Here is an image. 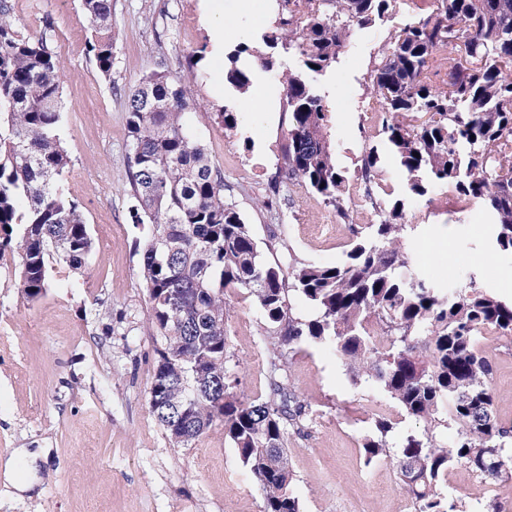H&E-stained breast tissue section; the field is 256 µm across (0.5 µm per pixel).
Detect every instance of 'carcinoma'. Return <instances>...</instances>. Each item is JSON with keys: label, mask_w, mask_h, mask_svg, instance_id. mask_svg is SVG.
Segmentation results:
<instances>
[{"label": "carcinoma", "mask_w": 512, "mask_h": 512, "mask_svg": "<svg viewBox=\"0 0 512 512\" xmlns=\"http://www.w3.org/2000/svg\"><path fill=\"white\" fill-rule=\"evenodd\" d=\"M394 0H277V25L264 38L292 51L311 72L333 68L350 33L382 17ZM92 28L88 51L100 73H112V0H82ZM372 62L368 78L378 100L375 128L405 175L410 197L452 184L480 199L494 217L495 248L512 255V0H432ZM8 0H0V256L20 257L27 298L48 288L47 258L82 269L93 251L79 204L61 183L69 167L61 123L59 59L47 34L22 35ZM262 67L272 57L247 45L231 55L226 81L241 94L252 87L240 55ZM290 114L283 163L291 184L317 195L346 224L356 223L349 179L337 169L327 137L324 96L288 69L281 75ZM185 78L167 70L145 75L128 97L130 210L147 228L140 275L148 294L156 361L149 393L196 385L198 398L172 412L150 405L177 447L215 426L237 449L263 492L262 512H300L288 437L306 428L309 410L288 391L283 372L294 345L331 347L352 380L372 381L420 432L390 437L392 415L377 413L364 438L365 463L395 461L418 512H447L438 492L448 470L464 463L484 479L512 478V429L497 417L485 331L512 335V301L462 291L424 275L410 261L403 200L370 196L378 223L364 225L335 265L270 261L234 202L206 149L188 133ZM371 150L361 173L380 176ZM253 296L264 312L270 387L245 399L230 380L228 291ZM305 300L317 314L295 315ZM458 426L449 444L437 431Z\"/></svg>", "instance_id": "1"}]
</instances>
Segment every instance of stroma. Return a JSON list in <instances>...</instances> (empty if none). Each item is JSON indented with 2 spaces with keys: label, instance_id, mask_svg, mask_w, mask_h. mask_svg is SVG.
<instances>
[{
  "label": "stroma",
  "instance_id": "1",
  "mask_svg": "<svg viewBox=\"0 0 512 512\" xmlns=\"http://www.w3.org/2000/svg\"><path fill=\"white\" fill-rule=\"evenodd\" d=\"M19 31L39 36L52 24L62 68L60 138L70 159L66 194L84 214L93 252L82 270L52 262L50 286L35 301L19 287V259L0 257V460L16 449L34 453L40 497H18L0 474V512H261L263 493L242 465L222 427L190 447H175L148 403L154 343L148 296L140 277L144 240L129 218L126 101L141 78L158 68L187 75L192 51L221 49L220 68L199 64L187 91L197 105L185 116L189 133L222 173L258 244L281 238L302 261H342L353 227L302 189H272L282 163L289 117L279 75L295 68V54L272 49L273 69L249 56L253 92L238 94L225 80L229 54L239 44L262 45L275 27L270 0H221L224 41L206 22L207 0H112V74L103 76L87 52L93 31L81 0H12ZM413 17V0H395L383 17L355 31L335 68L308 73L325 95L337 168L360 173L369 149L380 156L381 182L402 192L404 175L381 137L366 122L375 106L368 71L390 37ZM236 112V131L216 114ZM417 215L405 248L436 280L467 290L502 294L512 258L490 243L482 203L442 186L407 199ZM227 369L247 398L267 394L264 317L254 297L228 296ZM506 338L491 336L496 365L495 406L512 427V354ZM284 380L310 421L306 435L290 436L291 490L301 512H416L393 460L365 465L363 438L372 433L377 406L395 409L375 385L353 384L334 351L305 343ZM47 457H40V449ZM448 503L482 512L489 500H512V479L482 481L467 466L448 471Z\"/></svg>",
  "mask_w": 512,
  "mask_h": 512
}]
</instances>
